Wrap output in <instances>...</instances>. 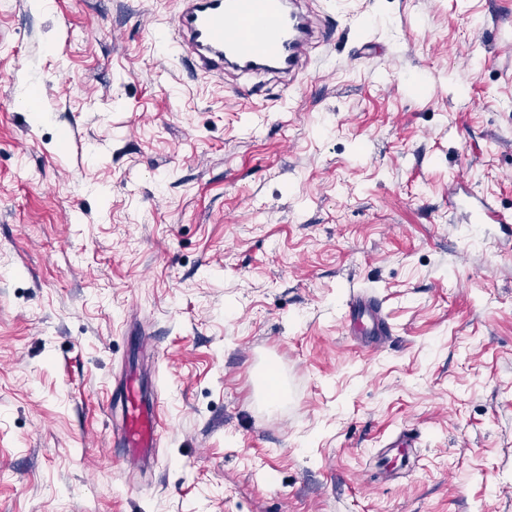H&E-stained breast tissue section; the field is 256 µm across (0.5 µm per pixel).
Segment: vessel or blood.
<instances>
[{
  "label": "vessel or blood",
  "mask_w": 512,
  "mask_h": 512,
  "mask_svg": "<svg viewBox=\"0 0 512 512\" xmlns=\"http://www.w3.org/2000/svg\"><path fill=\"white\" fill-rule=\"evenodd\" d=\"M169 44L173 55L194 53L212 77L263 72L293 82L306 71L312 48L327 42L316 29L302 0H177ZM346 321L353 326L369 322L372 349L385 347L390 330L377 298L352 294ZM120 418L112 425V443L119 448L125 476L153 468L166 433L159 396H146L136 377L122 374L112 393Z\"/></svg>",
  "instance_id": "obj_1"
}]
</instances>
